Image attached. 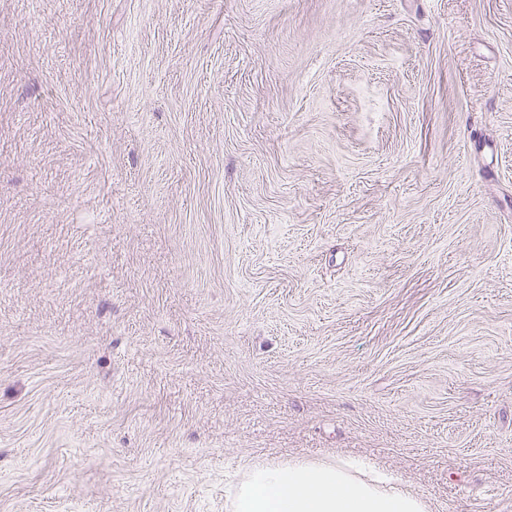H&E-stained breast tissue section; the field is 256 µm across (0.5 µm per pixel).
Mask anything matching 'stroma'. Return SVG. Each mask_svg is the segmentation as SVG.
Masks as SVG:
<instances>
[{
  "label": "stroma",
  "instance_id": "1",
  "mask_svg": "<svg viewBox=\"0 0 512 512\" xmlns=\"http://www.w3.org/2000/svg\"><path fill=\"white\" fill-rule=\"evenodd\" d=\"M347 455L512 512V0H0V512Z\"/></svg>",
  "mask_w": 512,
  "mask_h": 512
}]
</instances>
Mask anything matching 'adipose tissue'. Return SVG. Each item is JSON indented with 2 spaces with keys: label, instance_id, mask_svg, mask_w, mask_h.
<instances>
[{
  "label": "adipose tissue",
  "instance_id": "obj_1",
  "mask_svg": "<svg viewBox=\"0 0 512 512\" xmlns=\"http://www.w3.org/2000/svg\"><path fill=\"white\" fill-rule=\"evenodd\" d=\"M228 512H429L424 499L360 459L248 466Z\"/></svg>",
  "mask_w": 512,
  "mask_h": 512
}]
</instances>
